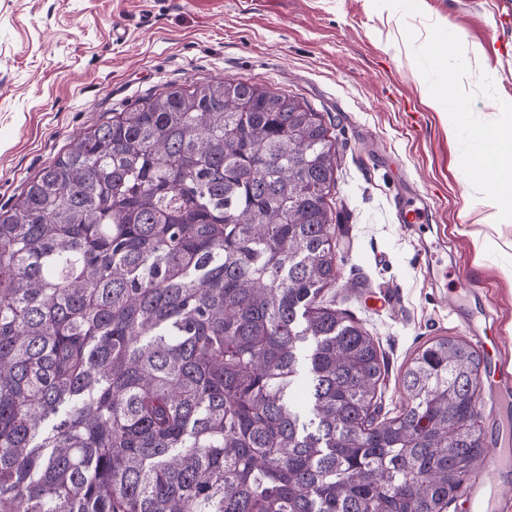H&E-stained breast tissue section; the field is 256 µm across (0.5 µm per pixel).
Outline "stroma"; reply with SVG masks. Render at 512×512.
I'll return each mask as SVG.
<instances>
[{
  "label": "stroma",
  "mask_w": 512,
  "mask_h": 512,
  "mask_svg": "<svg viewBox=\"0 0 512 512\" xmlns=\"http://www.w3.org/2000/svg\"><path fill=\"white\" fill-rule=\"evenodd\" d=\"M226 77L298 96L330 130L325 297L373 336L384 410L404 405L419 349L468 339L459 281L512 363V223L486 222L472 169L477 128L512 103V0H0V208L98 120ZM399 195L427 204L426 223H398Z\"/></svg>",
  "instance_id": "obj_1"
}]
</instances>
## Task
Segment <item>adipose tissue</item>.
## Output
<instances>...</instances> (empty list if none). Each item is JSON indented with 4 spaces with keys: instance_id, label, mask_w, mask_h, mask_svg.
Returning a JSON list of instances; mask_svg holds the SVG:
<instances>
[{
    "instance_id": "obj_1",
    "label": "adipose tissue",
    "mask_w": 512,
    "mask_h": 512,
    "mask_svg": "<svg viewBox=\"0 0 512 512\" xmlns=\"http://www.w3.org/2000/svg\"><path fill=\"white\" fill-rule=\"evenodd\" d=\"M480 137L485 144L481 166L496 172L483 204L489 208L491 220H512V114L481 132Z\"/></svg>"
}]
</instances>
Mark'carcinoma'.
I'll list each match as a JSON object with an SVG mask.
<instances>
[{
	"mask_svg": "<svg viewBox=\"0 0 512 512\" xmlns=\"http://www.w3.org/2000/svg\"><path fill=\"white\" fill-rule=\"evenodd\" d=\"M336 147L234 79L93 124L0 213V512H444L485 459L480 356L408 401L327 305Z\"/></svg>",
	"mask_w": 512,
	"mask_h": 512,
	"instance_id": "obj_1",
	"label": "carcinoma"
}]
</instances>
